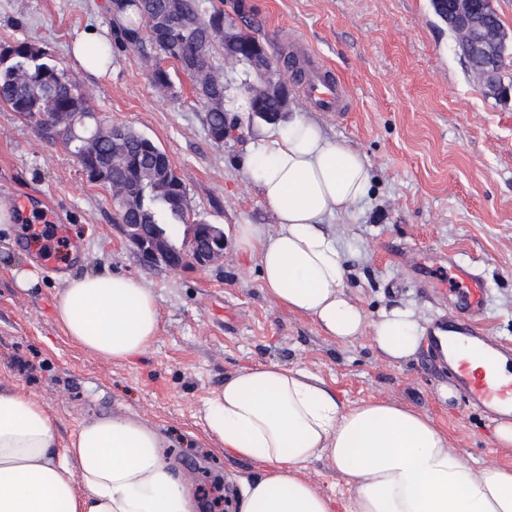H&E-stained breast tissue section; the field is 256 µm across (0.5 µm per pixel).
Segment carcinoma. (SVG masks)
Here are the masks:
<instances>
[{"instance_id": "obj_1", "label": "carcinoma", "mask_w": 512, "mask_h": 512, "mask_svg": "<svg viewBox=\"0 0 512 512\" xmlns=\"http://www.w3.org/2000/svg\"><path fill=\"white\" fill-rule=\"evenodd\" d=\"M167 6V0H120L114 5L115 44L125 47L132 42L140 46L148 42L156 54L174 60L177 69L192 76L194 65L211 64L214 42L204 40V34L224 25V10L209 11L203 0H182V13L191 26L173 27L167 38L160 41L152 36L148 19L164 18ZM249 46L266 51L264 44L241 32L224 40L222 51L227 55H239ZM150 80L157 88L172 86L171 72L159 64L151 71ZM242 90L248 95L250 111H278L275 100L256 101L253 84L244 83ZM227 92L224 83L219 82L200 94L206 107L205 124L212 130H224V123L228 120L225 108ZM0 105L23 115L46 138L57 140L66 148L73 143L72 137H54L52 129L47 127V116L54 112L86 111L85 97L78 84L58 68L45 48L26 40L0 43ZM124 148L130 157L128 162L113 156L112 127L105 126L95 134L90 152L78 157L91 183L110 188L114 172L132 183H153L142 197L139 212L119 205L116 220L129 224L192 223L185 188L167 154L129 127L126 128Z\"/></svg>"}]
</instances>
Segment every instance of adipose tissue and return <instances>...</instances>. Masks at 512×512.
Returning a JSON list of instances; mask_svg holds the SVG:
<instances>
[{
	"label": "adipose tissue",
	"mask_w": 512,
	"mask_h": 512,
	"mask_svg": "<svg viewBox=\"0 0 512 512\" xmlns=\"http://www.w3.org/2000/svg\"><path fill=\"white\" fill-rule=\"evenodd\" d=\"M242 166L279 224L272 234L257 224L238 230L264 291L332 339L367 331L387 359L411 358L425 333L416 311L396 306L367 321L345 291L343 253L321 229L368 195L361 154L297 116L268 128ZM53 311L72 343L113 362L145 353L160 327L153 291L124 275L66 277ZM201 414L206 438L226 454L266 465L243 485L239 512H332V498L299 476L320 458L349 479L353 512H512V467L466 461L430 418L401 404L345 405L298 367L242 368L210 391ZM166 445L157 427L115 413L60 440L39 402L0 385V512H195Z\"/></svg>",
	"instance_id": "adipose-tissue-1"
}]
</instances>
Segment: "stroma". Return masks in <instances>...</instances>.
Instances as JSON below:
<instances>
[{
	"label": "stroma",
	"mask_w": 512,
	"mask_h": 512,
	"mask_svg": "<svg viewBox=\"0 0 512 512\" xmlns=\"http://www.w3.org/2000/svg\"><path fill=\"white\" fill-rule=\"evenodd\" d=\"M109 2L0 0V42L25 39L45 47L99 119L132 127L162 148L186 188L193 219L223 229L224 256L206 268L143 265L114 227L110 190L87 182L70 151L0 105V201L13 212L11 224L0 229V246L11 250L8 261L0 260V384L43 405L63 438L102 412L158 427L194 489L220 483L224 512H236L243 482L262 464L226 455L209 441L200 409L225 377L260 362L308 370L349 405L368 399L402 404L431 418L467 460L512 467V447L494 443L493 418L463 398L442 401L439 390L451 379L425 351L398 363L372 348L369 336L337 342L262 289L258 258L240 250L236 236L242 224L278 229L239 164L263 121L236 113L238 130L215 145L190 77L170 60L172 89L155 88L149 73L156 54L148 48L113 50L111 72L87 74L70 47L91 28L112 41ZM249 2L254 11L244 20L234 12L236 0L204 5L223 9L275 61L301 45L354 95L351 112L339 117L314 109L298 85L288 86L290 111L318 121L369 165V196L325 226L350 269V297L368 319L405 305L430 324L448 305L419 288L418 269L444 249L481 274L483 325L512 344V96L487 93L432 0ZM38 214L65 226L68 253L45 265L38 290L23 294L12 267L29 258L43 262L41 244L23 229ZM100 271L136 277L157 298L159 333L132 361H108L74 345L54 320L53 298L65 276ZM300 476L332 497L333 512H351L348 480L326 459L309 463Z\"/></svg>",
	"instance_id": "1"
}]
</instances>
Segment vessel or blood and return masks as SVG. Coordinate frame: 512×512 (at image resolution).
I'll return each instance as SVG.
<instances>
[{
    "mask_svg": "<svg viewBox=\"0 0 512 512\" xmlns=\"http://www.w3.org/2000/svg\"><path fill=\"white\" fill-rule=\"evenodd\" d=\"M288 73L313 108L339 114L351 111L353 96L349 86L316 57L303 62L289 58ZM422 285L437 295L451 296L454 310L453 315L442 316L430 329L426 344L431 359L451 375L467 405L494 416L512 410V372L491 373L445 357L446 349L463 344L483 349L490 360L512 363V348L487 336L481 325L486 297L481 279L472 268L442 254L435 264L434 274L424 278Z\"/></svg>",
    "mask_w": 512,
    "mask_h": 512,
    "instance_id": "b4317fda",
    "label": "vessel or blood"
}]
</instances>
